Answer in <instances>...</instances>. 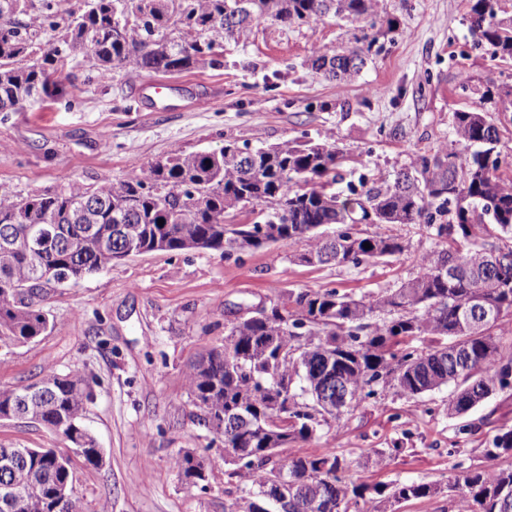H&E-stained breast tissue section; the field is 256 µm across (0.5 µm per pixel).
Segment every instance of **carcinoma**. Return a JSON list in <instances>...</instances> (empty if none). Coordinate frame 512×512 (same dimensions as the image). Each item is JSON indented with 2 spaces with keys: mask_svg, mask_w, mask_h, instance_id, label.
I'll list each match as a JSON object with an SVG mask.
<instances>
[{
  "mask_svg": "<svg viewBox=\"0 0 512 512\" xmlns=\"http://www.w3.org/2000/svg\"><path fill=\"white\" fill-rule=\"evenodd\" d=\"M382 0H85L80 12L58 15L54 0H0V111L22 108L42 92L62 93L50 74L73 57L104 73L131 67L175 73L219 67L216 48L255 22L281 25L337 18L354 26L355 46H324L309 58L312 70L338 81L353 79L379 39L394 30L372 31ZM469 23L475 43L491 58H512V17L499 16L498 0H471ZM60 31L59 45L42 48L46 29ZM512 84L488 86L481 103L457 110L451 125L454 148L444 145L420 155L411 169L382 181L359 180L346 189L340 149L312 139L286 141L240 154L227 142L218 150L185 153L176 148L163 161L97 184L72 181L41 193L17 196L0 184V343H27L47 332L49 320L35 299L62 279L76 282L120 261L130 250L186 252L220 250L224 256L276 242L304 243L299 256L310 263L353 265L403 251L391 235L363 236L355 225L425 224L446 246L417 257L418 275L400 287L356 297L339 290H303L290 311L270 303L264 321L243 329L232 324L224 348H214L184 374L185 386L205 424L223 426L224 447L243 455L230 475L247 492L285 471L287 500H257L252 512H336L362 500L361 512H384L385 503L431 498L448 492L460 512H512V469L468 467L446 486L438 483L357 484L336 454L297 455L293 448L322 427L341 423L351 409L377 395L391 379L409 398L449 383L458 391L448 414L463 415L489 390H512V354L502 350L503 319L512 317V178L501 168L500 125L512 123L499 110ZM260 207L252 224L229 230L224 217ZM372 218H367V212ZM164 224H159V220ZM28 224H56L59 232L31 254ZM83 242L80 252L73 242ZM370 248H364V243ZM447 265L445 278L434 270ZM485 293L487 311L475 313ZM423 338L429 346L408 345ZM292 386L288 420L279 421L271 393ZM348 394L349 407L334 412L328 395ZM94 400L89 376L79 366L50 367L32 384L0 388V421L27 420L59 431L97 467L102 451L81 420ZM488 460L512 456V427L501 428L484 450ZM0 488H28L15 502L0 499V512H85L81 497L62 501L54 490L72 483V467L55 463L50 450L0 447ZM190 451L172 466L185 483L206 488L204 465Z\"/></svg>",
  "mask_w": 512,
  "mask_h": 512,
  "instance_id": "carcinoma-1",
  "label": "carcinoma"
}]
</instances>
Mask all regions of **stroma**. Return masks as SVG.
Instances as JSON below:
<instances>
[{
  "mask_svg": "<svg viewBox=\"0 0 512 512\" xmlns=\"http://www.w3.org/2000/svg\"><path fill=\"white\" fill-rule=\"evenodd\" d=\"M469 0H384L381 20L395 29L352 80L324 79L309 66L315 47L352 45L333 20L252 25L224 44L223 64L171 74L170 99L147 108L148 72L105 74L78 58L59 96H39L0 112V184L21 196L79 180L96 183L166 158L229 141L253 147L309 137L339 145L341 170L394 176L422 154L452 143L451 114L479 104V91L512 82V61L491 60L468 28ZM208 104L196 108L195 100ZM401 239L403 253L359 266L307 265L303 246L222 252H150L118 262L41 301L50 326L35 340L0 348V386L37 381L44 368L81 366L95 399L82 420L103 450L85 466L75 448L42 425L0 421V446L54 448L71 456L73 487L86 512H224L241 497L228 468L210 470L206 489L185 485L171 464L183 448L218 457L221 437L198 425L184 384L192 362L222 347L245 309L299 289L355 296L398 287L418 273L415 258L438 246L423 224H365ZM454 386L420 398L379 389L341 426L296 445L299 454L344 457L348 475L369 484L448 483L460 469L485 465L498 428L512 426V392H494L454 418ZM394 448L384 468L374 451Z\"/></svg>",
  "mask_w": 512,
  "mask_h": 512,
  "instance_id": "obj_1",
  "label": "stroma"
}]
</instances>
